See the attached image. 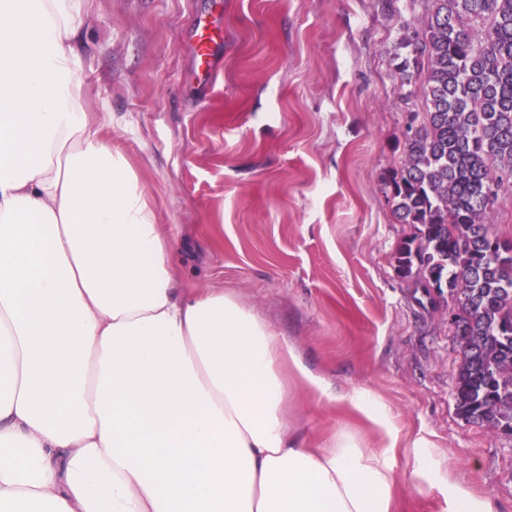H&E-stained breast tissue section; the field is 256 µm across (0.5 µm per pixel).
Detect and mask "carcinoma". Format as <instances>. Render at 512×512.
<instances>
[{
	"label": "carcinoma",
	"instance_id": "obj_1",
	"mask_svg": "<svg viewBox=\"0 0 512 512\" xmlns=\"http://www.w3.org/2000/svg\"><path fill=\"white\" fill-rule=\"evenodd\" d=\"M402 19L404 156L389 185L415 233L394 260L435 309L456 312L457 413L512 432V235L484 223L512 178V0H423Z\"/></svg>",
	"mask_w": 512,
	"mask_h": 512
}]
</instances>
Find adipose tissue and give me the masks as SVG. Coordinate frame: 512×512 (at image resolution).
<instances>
[{
    "label": "adipose tissue",
    "instance_id": "1",
    "mask_svg": "<svg viewBox=\"0 0 512 512\" xmlns=\"http://www.w3.org/2000/svg\"><path fill=\"white\" fill-rule=\"evenodd\" d=\"M82 0H0V512H394L393 448L296 436L294 345L179 288L136 170L83 105ZM422 492L498 512L428 443Z\"/></svg>",
    "mask_w": 512,
    "mask_h": 512
}]
</instances>
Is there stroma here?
I'll use <instances>...</instances> for the list:
<instances>
[{
  "label": "stroma",
  "mask_w": 512,
  "mask_h": 512,
  "mask_svg": "<svg viewBox=\"0 0 512 512\" xmlns=\"http://www.w3.org/2000/svg\"><path fill=\"white\" fill-rule=\"evenodd\" d=\"M85 110L104 124L173 243L181 287L232 292L294 344L324 392L292 388L302 439L397 432L395 512H444L412 485L428 442L448 474L512 512V438L456 410L460 355L445 308L423 310L393 259L414 233L382 180L403 156V31L383 0H87ZM216 19L214 76L195 77L194 19Z\"/></svg>",
  "instance_id": "obj_1"
}]
</instances>
